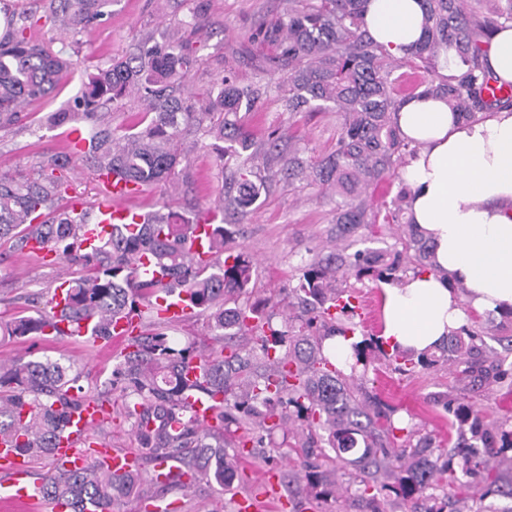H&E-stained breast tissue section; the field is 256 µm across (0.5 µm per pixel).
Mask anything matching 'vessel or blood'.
I'll return each mask as SVG.
<instances>
[{"instance_id":"b4317fda","label":"vessel or blood","mask_w":512,"mask_h":512,"mask_svg":"<svg viewBox=\"0 0 512 512\" xmlns=\"http://www.w3.org/2000/svg\"><path fill=\"white\" fill-rule=\"evenodd\" d=\"M102 182L105 192L94 204L91 220L84 227V236L90 242L97 239L104 225L144 221L142 212L129 205V191L124 183L109 175L103 176ZM109 414V406L96 398H86L80 408L69 415L59 436L55 455L57 464L69 468L89 459L100 461L119 473L128 471L133 460L130 452L108 448L92 434L93 428L104 422ZM0 472L7 476L6 481L0 482V502L23 505L38 502L37 487L29 480L28 457L11 442L1 439Z\"/></svg>"}]
</instances>
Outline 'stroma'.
<instances>
[{"label":"stroma","mask_w":512,"mask_h":512,"mask_svg":"<svg viewBox=\"0 0 512 512\" xmlns=\"http://www.w3.org/2000/svg\"><path fill=\"white\" fill-rule=\"evenodd\" d=\"M198 4L205 28L193 35L198 61L188 77L193 95L208 93L217 78L234 73L242 84L261 83L268 92L245 118L256 150H264L270 133L289 138L290 148L316 160L336 143L340 118L333 112L286 111L278 85L285 72L275 62V50L252 36L259 21L271 18L288 5V0H112L109 14L90 33L82 35L76 54L77 66L52 97L33 103L19 119L0 127V170L25 173L46 151L67 152L64 129H49L44 116L79 94L89 72L105 66L111 57L133 51L145 39L161 44L182 29L190 4ZM188 164L174 187L145 190L132 203L149 212L169 207L187 216L203 212L224 188V170L212 148L211 138L190 132L183 144ZM335 204L319 186L285 178L270 191L261 193L251 212L239 220L237 233L226 245L229 252L245 251L253 260L252 291L236 297L245 305L257 298L271 299L281 323L296 287L302 266L315 255L328 254L337 246L333 222ZM70 264L45 265L38 255L16 254L0 262V320L30 316L35 308L30 296L53 291L69 278ZM126 346L125 339L111 338L106 346L91 349L67 337L30 336L17 340L0 335V362L51 358L72 366L81 383L91 392H106L112 409V422L99 433L108 445L119 450L139 452L140 442L131 422L123 413V386L112 381V369ZM361 386L381 399L393 419H405L420 429L444 439L448 436V394L487 410L491 417L512 421V378L481 391H472L467 381L444 368H434L412 377H403L387 366L382 356H374ZM282 435L259 449L257 458L246 461L245 481L234 482L222 491L207 485L169 491L166 501L175 502L178 512H236V495L252 494L264 484L269 473L280 471L276 449Z\"/></svg>","instance_id":"35a3bbf8"}]
</instances>
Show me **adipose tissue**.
Wrapping results in <instances>:
<instances>
[{
    "label": "adipose tissue",
    "instance_id": "obj_1",
    "mask_svg": "<svg viewBox=\"0 0 512 512\" xmlns=\"http://www.w3.org/2000/svg\"><path fill=\"white\" fill-rule=\"evenodd\" d=\"M420 0H368L366 29L387 53L404 57L423 32ZM483 63L512 83V27L496 30ZM403 137L417 145L402 170L409 214L435 244L437 272L383 287V338L420 354L460 328L469 312L512 307V111L463 120L427 96L401 103Z\"/></svg>",
    "mask_w": 512,
    "mask_h": 512
}]
</instances>
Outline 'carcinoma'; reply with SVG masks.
<instances>
[{"label":"carcinoma","instance_id":"cac0c4a2","mask_svg":"<svg viewBox=\"0 0 512 512\" xmlns=\"http://www.w3.org/2000/svg\"><path fill=\"white\" fill-rule=\"evenodd\" d=\"M367 0H293L288 9L258 26L257 36L276 47V58L288 69L279 86L289 112L331 109L340 116L336 143L316 162L278 153V139L268 141L264 169L240 166L224 177V189L213 209L245 216L261 189L277 177L310 180L336 196V235L366 237L378 221L405 227L406 248L414 251L417 272L437 271L432 245L404 219L408 192L377 202L371 187L399 177L409 148L395 122L402 101L416 93L441 99L464 120L490 108H512V94L495 100L485 96L495 82L481 62L483 40L512 23V0H493L488 15L479 17L483 0H421L423 35L410 54L394 58L374 42L364 27ZM112 0H50L57 34L45 42L26 36L28 17L10 0H0L5 33L0 37V126L19 118L25 105L49 96L71 71V56L54 50L90 30L108 15ZM454 50L455 71L442 72L441 57ZM197 59L189 41L142 47L137 54L113 58L83 83L74 105L48 113L49 128L78 133V146L68 153H44L26 175L0 172V247L30 250L36 240L76 266L65 304L54 297L34 316L3 326L16 339L33 335L59 336L60 322L73 331L88 326L90 335H112V322L122 316L157 311L156 300L168 297L208 316L213 335L225 345L198 352L158 331L131 337L113 375L124 383V414L141 442L139 458L161 463L174 459L179 473L167 480H145L132 468L113 472L89 462L69 470H53L38 486L41 497L64 502L68 512H117L125 500L140 494L163 506L169 488H185L190 476L207 485L229 488L239 478L240 459L264 447L266 437L292 428L294 444L279 452L288 471L279 486L288 497L304 493L329 512L327 505L345 491L357 512H382L383 497L395 496L402 512H446L448 499L429 490L477 481L496 470L499 484L486 493L512 498V426L491 419L463 398L446 408L456 437L450 448L430 434L396 421L381 404L361 398L356 381L365 377L379 342L363 338L351 344L344 368L337 367L324 341L338 333L355 332L354 302L359 293L345 282L368 277L396 283L406 276L402 258L380 250L336 251L314 258L301 269L293 289L299 310L276 326L270 300L244 307L227 306L228 296L248 292L252 263L240 251L224 254L231 225H211L210 258L192 252L191 231L197 218L166 207L147 214L135 231L112 224L90 247H83L82 224L87 213L59 205L68 193V171L84 167L92 179L110 173L141 189L174 181L185 155L182 144L192 129L215 140L219 161L254 159L253 142L240 112H250L261 88L241 85L226 75L204 101L184 95V82ZM411 63L421 78L403 89L396 70ZM142 106L140 125L118 135L96 120L99 111L130 101ZM146 257L167 281L140 276L136 266ZM479 337L467 328L452 331L431 353L414 356L402 350L387 355L394 370L414 375L443 363L464 378L481 384L508 377L502 361L484 355ZM220 394L215 424L204 426L188 411L185 390ZM90 395L80 375L49 358L9 367L0 364V438L17 442L29 458L54 457L57 439L70 412ZM353 467L347 486L324 464Z\"/></svg>","mask_w":512,"mask_h":512}]
</instances>
